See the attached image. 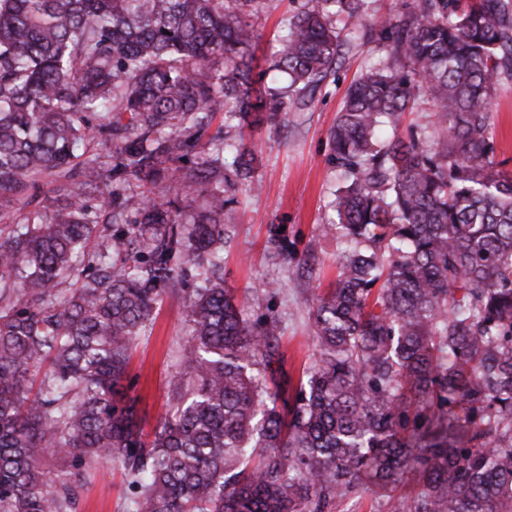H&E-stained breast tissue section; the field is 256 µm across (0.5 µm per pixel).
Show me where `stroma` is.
I'll return each mask as SVG.
<instances>
[{"instance_id": "35a3bbf8", "label": "stroma", "mask_w": 512, "mask_h": 512, "mask_svg": "<svg viewBox=\"0 0 512 512\" xmlns=\"http://www.w3.org/2000/svg\"><path fill=\"white\" fill-rule=\"evenodd\" d=\"M294 9L290 0H266L256 21L261 55H270ZM381 56L370 46L351 50L325 80L309 111L289 113L285 132L256 129L251 147L263 188L257 195L237 192L231 205L235 221L224 246V285L239 298L252 300L251 315H277L281 365L294 380L313 360L312 299L335 281L341 250L334 236L322 232L333 216L330 203L338 186L328 132L350 82ZM492 124L496 158L512 170V87L495 100ZM274 225L282 229L276 245L269 240ZM269 280L279 283L271 295L263 291ZM184 332L183 298L165 296L151 335L141 337L134 348L124 382L129 395L140 399L144 429H152L167 410L171 365ZM131 510L121 469L109 460L94 465L78 512Z\"/></svg>"}]
</instances>
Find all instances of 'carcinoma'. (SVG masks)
Wrapping results in <instances>:
<instances>
[{
	"instance_id": "carcinoma-1",
	"label": "carcinoma",
	"mask_w": 512,
	"mask_h": 512,
	"mask_svg": "<svg viewBox=\"0 0 512 512\" xmlns=\"http://www.w3.org/2000/svg\"><path fill=\"white\" fill-rule=\"evenodd\" d=\"M262 4L0 0V224L18 225L0 241V512H77L103 458L134 512H331L367 483L411 488L405 512H512V172L491 132L512 0L378 22L369 0H306L256 93ZM369 45L387 61L329 131L340 271L287 389L278 319L224 287V192L261 189L254 125L286 127ZM422 98L430 135L402 129ZM179 291L188 332L145 436L123 380Z\"/></svg>"
}]
</instances>
